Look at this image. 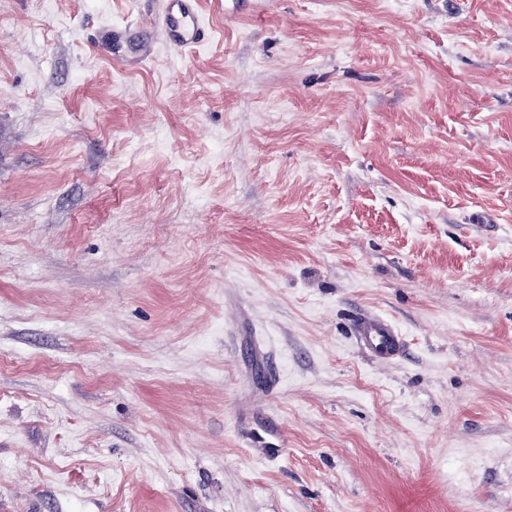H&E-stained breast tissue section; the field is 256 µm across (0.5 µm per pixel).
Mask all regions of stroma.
Masks as SVG:
<instances>
[{"label":"stroma","mask_w":512,"mask_h":512,"mask_svg":"<svg viewBox=\"0 0 512 512\" xmlns=\"http://www.w3.org/2000/svg\"><path fill=\"white\" fill-rule=\"evenodd\" d=\"M160 8L0 0V512H512V0ZM196 3L195 0H163L158 21L168 40L177 48H192L204 39ZM359 346L380 360H392L400 356L404 340L395 325L379 315L360 316L353 329Z\"/></svg>","instance_id":"obj_1"}]
</instances>
